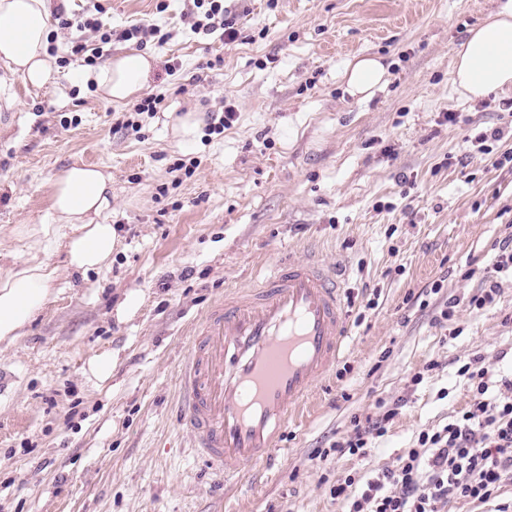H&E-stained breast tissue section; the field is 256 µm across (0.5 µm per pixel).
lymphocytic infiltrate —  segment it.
Masks as SVG:
<instances>
[{
	"label": "lymphocytic infiltrate",
	"instance_id": "obj_1",
	"mask_svg": "<svg viewBox=\"0 0 512 512\" xmlns=\"http://www.w3.org/2000/svg\"><path fill=\"white\" fill-rule=\"evenodd\" d=\"M192 2L195 31L219 30L225 41L236 40L224 0ZM458 372L468 381L469 404L443 428L419 432L393 468L369 478L350 474L333 487L331 494L344 512H442L457 500L496 501L503 485L512 482V378L493 380L477 357ZM397 413L392 407L377 418L354 420L334 453L367 455Z\"/></svg>",
	"mask_w": 512,
	"mask_h": 512
}]
</instances>
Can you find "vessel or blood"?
Here are the masks:
<instances>
[{
  "mask_svg": "<svg viewBox=\"0 0 512 512\" xmlns=\"http://www.w3.org/2000/svg\"><path fill=\"white\" fill-rule=\"evenodd\" d=\"M347 337L343 290L312 262L281 265L260 287L215 302L178 366L181 418L206 468L230 477L274 460L293 411Z\"/></svg>",
  "mask_w": 512,
  "mask_h": 512,
  "instance_id": "b4317fda",
  "label": "vessel or blood"
}]
</instances>
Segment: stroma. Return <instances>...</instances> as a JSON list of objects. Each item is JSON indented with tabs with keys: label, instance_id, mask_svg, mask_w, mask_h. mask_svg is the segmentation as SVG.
I'll return each instance as SVG.
<instances>
[{
	"label": "stroma",
	"instance_id": "1",
	"mask_svg": "<svg viewBox=\"0 0 512 512\" xmlns=\"http://www.w3.org/2000/svg\"><path fill=\"white\" fill-rule=\"evenodd\" d=\"M98 2L103 29L150 22L167 34L144 47L145 91L165 101L140 131L121 128L128 103L90 87L85 59L104 66L135 41L104 45L56 18L47 87L0 69V276L40 261L57 270L41 314L0 344L12 377L0 392V512H336L330 491L347 474L393 467L465 407L464 362L512 375V274L497 275L494 304H470L512 235V91L469 100L451 76L496 0H224L231 43L194 32L189 0ZM360 54L389 72L368 98L340 78ZM228 102L232 126L208 133V113ZM190 112L199 126L186 141ZM492 131L482 153L475 137ZM74 164L111 173L119 227L110 263L86 273L64 244L42 251L14 234L49 223L48 183ZM291 258L335 267L346 352L289 421L274 468L221 479L187 447L178 365L217 298ZM105 352L102 388L86 368ZM381 400L402 406L377 448L331 454Z\"/></svg>",
	"mask_w": 512,
	"mask_h": 512
}]
</instances>
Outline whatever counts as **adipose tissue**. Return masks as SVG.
I'll list each match as a JSON object with an SVG mask.
<instances>
[{
  "label": "adipose tissue",
  "instance_id": "adipose-tissue-1",
  "mask_svg": "<svg viewBox=\"0 0 512 512\" xmlns=\"http://www.w3.org/2000/svg\"><path fill=\"white\" fill-rule=\"evenodd\" d=\"M51 0H0V67L35 88L51 78L49 53ZM153 67L150 54L130 49L115 55L94 75L100 95L123 103L143 91ZM388 70L380 58L354 57L342 78L350 95L370 97L383 84ZM456 91L483 97L512 86V0H499L496 9L470 28L456 48L452 65ZM52 224L69 225L65 247L68 263L85 272L102 267L116 243L112 213V176L105 169L72 165L55 174L49 186ZM43 225V233L51 226ZM55 270L35 263L0 277V343H12L40 313L52 295Z\"/></svg>",
  "mask_w": 512,
  "mask_h": 512
}]
</instances>
